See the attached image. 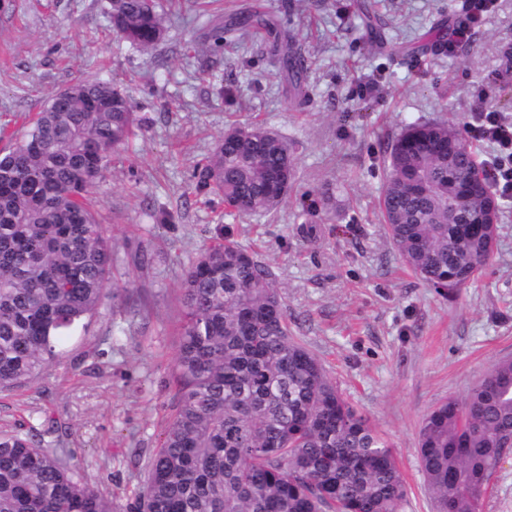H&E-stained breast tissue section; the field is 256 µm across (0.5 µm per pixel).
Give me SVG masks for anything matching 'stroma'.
I'll use <instances>...</instances> for the list:
<instances>
[{
  "instance_id": "35a3bbf8",
  "label": "stroma",
  "mask_w": 512,
  "mask_h": 512,
  "mask_svg": "<svg viewBox=\"0 0 512 512\" xmlns=\"http://www.w3.org/2000/svg\"><path fill=\"white\" fill-rule=\"evenodd\" d=\"M390 45L412 48L434 24L467 20V0H371ZM105 0H0V125L23 117L79 79L124 88L144 131L116 156L92 191L118 272L147 249L153 259L131 289L134 313L103 306L60 364L36 383L0 392V425L39 416L100 488L134 499V460L162 439L174 412L168 388L178 345L184 270L219 227L275 273L296 336L344 396L390 444L408 493L406 512H433L417 439L425 415L462 397L493 362L512 357V198L482 276L438 294L403 264L378 218L388 141L414 121L469 127L477 112L512 116L496 74L512 44V0L453 51L389 59L368 47L352 0H202L168 14L151 53L118 40ZM275 16L309 60L312 91L296 107L261 39L220 49L216 19L251 9ZM194 43L204 51L186 57ZM263 121L295 143L299 178L275 216H226L194 192L202 164L228 121ZM333 190L336 215L304 223V205ZM173 213L160 224L151 210ZM481 512H512V455L498 463Z\"/></svg>"
}]
</instances>
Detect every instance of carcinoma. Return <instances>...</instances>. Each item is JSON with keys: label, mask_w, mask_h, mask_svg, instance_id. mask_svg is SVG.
<instances>
[{"label": "carcinoma", "mask_w": 512, "mask_h": 512, "mask_svg": "<svg viewBox=\"0 0 512 512\" xmlns=\"http://www.w3.org/2000/svg\"><path fill=\"white\" fill-rule=\"evenodd\" d=\"M111 30L142 51L165 38L161 0H107ZM262 30L302 104L304 54L271 19L213 28L222 47ZM50 98L0 153V390L37 381L107 302L133 308L112 280V240L90 194L142 130L129 95L100 79ZM295 146L260 121L227 124L194 170L196 192L230 215H273L296 181ZM379 198L386 238L414 275L446 295L475 282L499 238L488 169L461 128L413 122L386 146ZM175 412L125 506L31 426L0 429V512H404L396 458L320 360L295 336L269 268L225 238L181 283ZM512 436V357L423 419L418 455L434 512H480Z\"/></svg>", "instance_id": "carcinoma-1"}]
</instances>
